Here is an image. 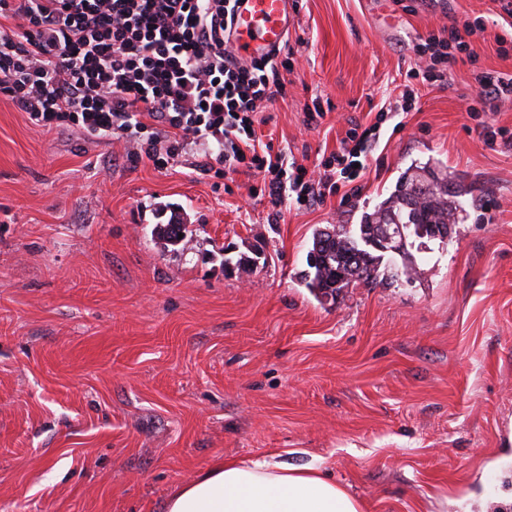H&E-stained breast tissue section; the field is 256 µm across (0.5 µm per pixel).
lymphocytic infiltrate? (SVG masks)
<instances>
[{"label": "lymphocytic infiltrate", "instance_id": "lymphocytic-infiltrate-1", "mask_svg": "<svg viewBox=\"0 0 512 512\" xmlns=\"http://www.w3.org/2000/svg\"><path fill=\"white\" fill-rule=\"evenodd\" d=\"M235 0H0V94L37 127L118 136L156 168L192 151L203 171L244 168L273 207L336 194L351 199L383 125L352 122L322 175L257 139L262 103L285 97L291 54L243 61L230 50ZM481 22L453 21L413 46L424 68L409 78L443 85L451 65L475 62Z\"/></svg>", "mask_w": 512, "mask_h": 512}]
</instances>
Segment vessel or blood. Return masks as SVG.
<instances>
[{"label":"vessel or blood","instance_id":"1","mask_svg":"<svg viewBox=\"0 0 512 512\" xmlns=\"http://www.w3.org/2000/svg\"><path fill=\"white\" fill-rule=\"evenodd\" d=\"M295 22L293 0H238L233 49L244 59L269 57L285 42Z\"/></svg>","mask_w":512,"mask_h":512}]
</instances>
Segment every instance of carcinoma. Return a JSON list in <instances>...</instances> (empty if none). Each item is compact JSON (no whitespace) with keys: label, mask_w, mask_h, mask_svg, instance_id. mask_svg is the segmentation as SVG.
<instances>
[{"label":"carcinoma","mask_w":512,"mask_h":512,"mask_svg":"<svg viewBox=\"0 0 512 512\" xmlns=\"http://www.w3.org/2000/svg\"><path fill=\"white\" fill-rule=\"evenodd\" d=\"M465 186L430 166H417L403 173L390 195L361 216L358 224H336L313 235L306 256V286L317 296H339L343 289L372 284L379 276L385 256H390L392 277L419 273L409 252L411 239L434 240L435 229L451 228L464 207ZM154 233L170 245L186 227L176 221L157 224Z\"/></svg>","instance_id":"1"}]
</instances>
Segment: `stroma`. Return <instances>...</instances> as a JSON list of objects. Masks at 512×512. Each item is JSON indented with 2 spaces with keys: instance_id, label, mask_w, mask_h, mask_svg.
I'll list each match as a JSON object with an SVG mask.
<instances>
[{
  "instance_id": "obj_1",
  "label": "stroma",
  "mask_w": 512,
  "mask_h": 512,
  "mask_svg": "<svg viewBox=\"0 0 512 512\" xmlns=\"http://www.w3.org/2000/svg\"><path fill=\"white\" fill-rule=\"evenodd\" d=\"M295 2L288 94L257 134L307 167L399 99L420 37L485 26L476 64L383 126L345 202L274 224L251 172L201 174L191 151L158 170L0 95V512H165L224 457L321 468L366 512H512V144L480 128L512 129V103L468 113L477 73L512 74V24L498 0ZM428 163L472 197L416 250L419 275L317 298L300 279L314 231L359 223ZM172 219L186 246L154 238Z\"/></svg>"
}]
</instances>
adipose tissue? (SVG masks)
Returning <instances> with one entry per match:
<instances>
[{
  "label": "adipose tissue",
  "mask_w": 512,
  "mask_h": 512,
  "mask_svg": "<svg viewBox=\"0 0 512 512\" xmlns=\"http://www.w3.org/2000/svg\"><path fill=\"white\" fill-rule=\"evenodd\" d=\"M167 512H365V506L322 471L224 458L179 488Z\"/></svg>",
  "instance_id": "adipose-tissue-1"
}]
</instances>
